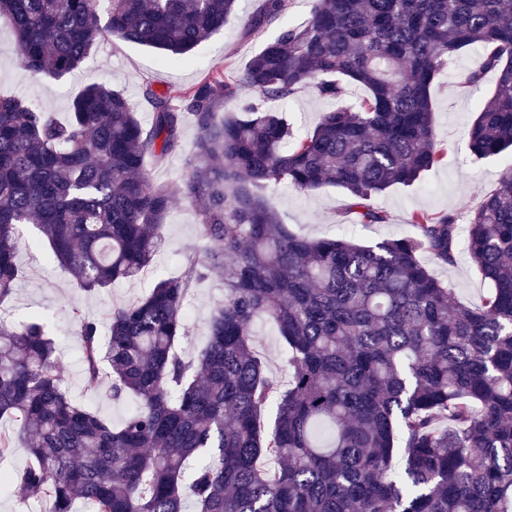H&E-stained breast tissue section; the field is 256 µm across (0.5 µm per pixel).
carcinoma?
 <instances>
[{"mask_svg":"<svg viewBox=\"0 0 512 512\" xmlns=\"http://www.w3.org/2000/svg\"><path fill=\"white\" fill-rule=\"evenodd\" d=\"M238 0H0L12 51L32 78L80 68L104 31L172 57L224 27ZM264 0L248 26L277 21ZM496 74L468 131L472 156L512 151V0H314L242 74L212 70L184 111L151 87L142 123L127 96L91 81L61 120L0 96V303L19 276L18 227L34 224L85 292L143 276L162 250L178 197L194 211L203 256L180 277L116 305L107 334L73 309L87 387L109 382L136 408L114 426L64 388L45 319L0 320V462L19 436L30 463L19 483L50 512H512V167L469 222L465 248L490 285L464 306L420 263H454L457 217L412 215L411 231L365 246L290 230L264 194L343 189L336 222L385 224L375 198L439 164L430 88L462 49ZM366 96L293 130L270 108L311 88ZM245 89L260 94L234 113ZM196 138L176 187L152 180ZM224 275V302L195 357L178 349L188 295ZM285 341L288 383L269 376L255 324ZM277 407L271 429L263 409Z\"/></svg>","mask_w":512,"mask_h":512,"instance_id":"carcinoma-1","label":"carcinoma"}]
</instances>
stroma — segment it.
<instances>
[{"instance_id":"1","label":"stroma","mask_w":512,"mask_h":512,"mask_svg":"<svg viewBox=\"0 0 512 512\" xmlns=\"http://www.w3.org/2000/svg\"><path fill=\"white\" fill-rule=\"evenodd\" d=\"M263 0H239L238 12L224 28L197 46L187 58L178 60L117 37L102 35L93 46L82 69L59 81L24 80L14 56L5 47L11 40V30L0 25V94L26 97L58 116H66L72 99L90 77L96 76L113 88L122 90L135 103L138 116L148 119L151 108L142 92L145 87L164 93L172 106L181 107L184 91L197 83L213 68L230 67L243 71L249 60L266 41L274 38L280 24L306 20L312 0H288V9L280 23L271 24L258 33L249 32V19L260 11ZM480 65L479 48H471L455 59L436 78L431 88L434 127L438 142L446 150L442 163L423 173L418 184L396 185L377 197L376 204L389 216L388 223L355 225L350 237L362 245H370L396 235L408 233L412 211L427 213L450 212L457 216L459 228H466L468 219L498 186L502 172L512 166V156L504 154L477 160L468 149V130L478 105L492 92L494 74H486L480 87L468 88L463 78ZM336 101L324 99L306 89L277 102L293 128L300 132L313 130L320 113L335 109ZM196 131L185 123L178 148L170 152L163 163L152 167L151 175L159 182L174 184L187 170ZM266 196L277 207L293 232L318 238L336 234V215L347 202L345 192L337 187H325L316 192H301L287 185L269 186ZM21 248L17 255L20 282L12 297L0 304V318L21 322L32 312L44 314L49 332L63 354L66 371L64 384L76 402L99 409L102 414L120 423L133 409V400L114 401L108 385L88 390L79 359L77 325L71 309L80 307L99 326H106L112 307L142 296L160 276L178 277L185 271L187 256L198 253L199 241L196 218L186 204L176 203L170 211L165 228L166 244L147 275L110 288L87 293L81 291L75 278L64 271L50 256L34 225L19 228ZM421 262L446 286L453 288L460 303L478 305L488 284L470 262L465 252H458L454 264L441 266L428 255ZM224 300V280L221 274H211L208 281L196 288L186 305L190 334L180 342L185 356L193 357L207 339L206 323L211 311ZM258 349L267 361L268 373L287 381L283 359L284 342L276 326L268 321L256 326Z\"/></svg>"}]
</instances>
